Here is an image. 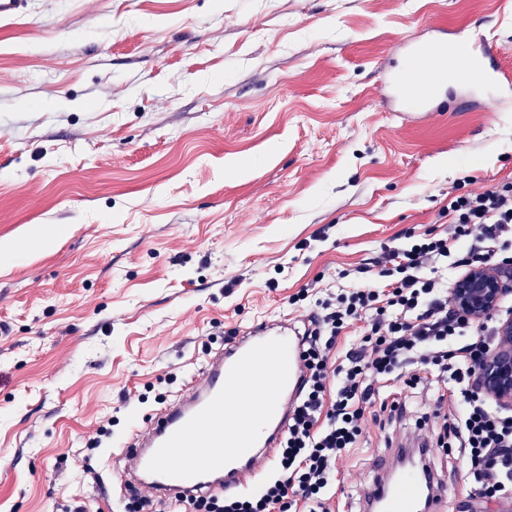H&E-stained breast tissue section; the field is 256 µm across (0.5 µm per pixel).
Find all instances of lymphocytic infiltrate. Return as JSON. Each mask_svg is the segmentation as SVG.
Wrapping results in <instances>:
<instances>
[{
  "instance_id": "obj_1",
  "label": "lymphocytic infiltrate",
  "mask_w": 512,
  "mask_h": 512,
  "mask_svg": "<svg viewBox=\"0 0 512 512\" xmlns=\"http://www.w3.org/2000/svg\"><path fill=\"white\" fill-rule=\"evenodd\" d=\"M448 234L384 250L379 285H313L302 336L307 376L288 415L275 464L260 488L172 503L130 488L125 512H333L339 464L369 427L393 432L396 411L424 397L438 448L460 449L484 501H512V410L476 384L498 344L493 318L454 309L453 285L471 266L512 276V181L448 200ZM358 339L338 344L350 330Z\"/></svg>"
}]
</instances>
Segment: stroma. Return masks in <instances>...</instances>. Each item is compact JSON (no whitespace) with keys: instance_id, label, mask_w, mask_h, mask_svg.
Returning a JSON list of instances; mask_svg holds the SVG:
<instances>
[{"instance_id":"1","label":"stroma","mask_w":512,"mask_h":512,"mask_svg":"<svg viewBox=\"0 0 512 512\" xmlns=\"http://www.w3.org/2000/svg\"><path fill=\"white\" fill-rule=\"evenodd\" d=\"M465 25L512 66V0H29L0 20V512H121L115 455L225 331L302 323L307 284L446 235L455 186L512 180V98L387 110L402 41ZM389 446L351 450L335 512H361ZM431 457L440 512L477 505L462 456Z\"/></svg>"}]
</instances>
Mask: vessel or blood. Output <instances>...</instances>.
<instances>
[{
	"instance_id": "obj_1",
	"label": "vessel or blood",
	"mask_w": 512,
	"mask_h": 512,
	"mask_svg": "<svg viewBox=\"0 0 512 512\" xmlns=\"http://www.w3.org/2000/svg\"><path fill=\"white\" fill-rule=\"evenodd\" d=\"M452 83L461 88L463 108L512 96V69L502 63L493 37L468 25L429 44L405 40L403 62L385 85L398 117L407 121L438 112ZM303 350L301 332L288 319L237 328L234 339L188 378L179 398L126 444L113 498L132 485L177 503L253 485L257 459L272 458L286 429L305 377ZM443 491L415 472L390 468L372 502L378 512H417L422 502L435 512Z\"/></svg>"
}]
</instances>
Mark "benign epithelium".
<instances>
[{
    "label": "benign epithelium",
    "instance_id": "1",
    "mask_svg": "<svg viewBox=\"0 0 512 512\" xmlns=\"http://www.w3.org/2000/svg\"><path fill=\"white\" fill-rule=\"evenodd\" d=\"M512 293V281L495 270L473 266L454 285L455 310L470 319L495 313L503 297ZM500 345L478 368L481 388L497 404L512 407V315L499 321Z\"/></svg>",
    "mask_w": 512,
    "mask_h": 512
}]
</instances>
